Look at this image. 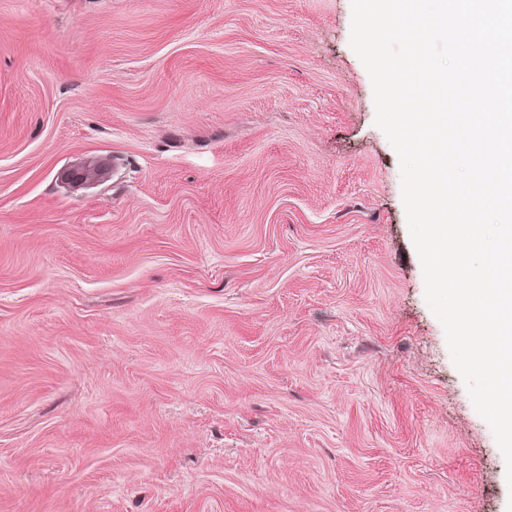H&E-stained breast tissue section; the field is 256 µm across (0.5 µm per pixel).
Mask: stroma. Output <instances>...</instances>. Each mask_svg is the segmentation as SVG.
<instances>
[{
  "label": "stroma",
  "mask_w": 512,
  "mask_h": 512,
  "mask_svg": "<svg viewBox=\"0 0 512 512\" xmlns=\"http://www.w3.org/2000/svg\"><path fill=\"white\" fill-rule=\"evenodd\" d=\"M351 21L0 0V512H507Z\"/></svg>",
  "instance_id": "1"
}]
</instances>
